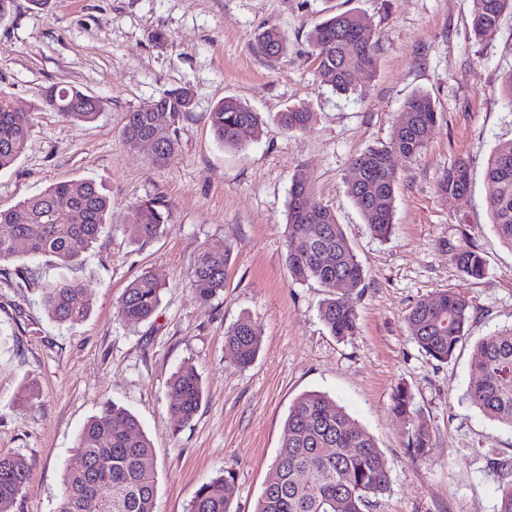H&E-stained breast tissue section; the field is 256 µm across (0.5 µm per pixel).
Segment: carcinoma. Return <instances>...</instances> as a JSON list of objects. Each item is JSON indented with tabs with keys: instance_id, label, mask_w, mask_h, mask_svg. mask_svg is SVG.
Segmentation results:
<instances>
[{
	"instance_id": "1",
	"label": "carcinoma",
	"mask_w": 512,
	"mask_h": 512,
	"mask_svg": "<svg viewBox=\"0 0 512 512\" xmlns=\"http://www.w3.org/2000/svg\"><path fill=\"white\" fill-rule=\"evenodd\" d=\"M512 11V0H474L472 28L475 36L495 34L502 15ZM311 60L318 77L338 94L352 91L358 78H371L377 70V41L369 22L350 10L335 13L317 24L309 35ZM258 47L268 59L284 55L287 38L275 26L258 35ZM86 93L75 87L51 86L42 94V106L80 121L95 119L101 101L84 103ZM193 92L188 87L164 91L148 104L125 113L122 136L136 147L159 131L152 161L162 165L178 147L179 125L193 111ZM78 107L72 112L70 108ZM166 110L162 123L158 113ZM313 113L303 105L278 113L286 131L306 132ZM438 122L435 102L419 92L408 99L392 125L388 141L367 148L353 159L364 178L347 185V195L370 224L372 234L388 237L398 188L393 156L411 159L425 149ZM215 141L225 148L243 150L252 141L263 119L239 100L226 97L209 112ZM30 131V113L15 107L0 91V170L12 166L23 153ZM470 169L463 158L455 161L439 181V191L463 200L470 187ZM486 204L502 242L512 247V141L499 144L485 172ZM67 201V207L58 205ZM110 198L91 179H73L50 186L8 210H0V262L13 261L19 249L29 256L51 255L69 268L107 229ZM165 204L155 198L137 206L132 227L137 240L156 237L165 222ZM286 264L297 284L315 283L324 293L319 316L338 339L357 329L356 300L365 288V271L328 206L320 202L310 180L296 171L288 192ZM450 260L470 279L487 272L486 260L477 247L448 248ZM229 254L201 246L190 261L188 278L196 298L208 304L224 293ZM342 292H337V284ZM163 284L144 272L129 282L117 306L116 316L127 324H140L156 313ZM41 303L60 324H77L90 313L83 286L67 277L47 282ZM471 318L469 299L455 291H442L417 302L405 322L413 342L440 363L451 361L466 337ZM224 346L234 364L252 365L261 349L260 334L251 320L241 318L224 333ZM475 380L468 397L489 419L512 428V328L494 331L476 345ZM169 413L181 425L190 423L201 408V378L190 365L181 366L168 383ZM391 411L405 423L406 448L425 458L431 448V430L414 406L410 390L396 389ZM76 453L80 464L67 468L63 478L61 512H87L88 499L111 504L110 512H157V484L153 447L137 417L114 401L103 402L79 433ZM29 466L19 454L0 455V512H13L24 495ZM235 473L225 468L193 493L187 512H230ZM390 489L389 471L374 438L361 429L344 407L325 392L298 396L288 408L284 437L270 476L254 512H369Z\"/></svg>"
}]
</instances>
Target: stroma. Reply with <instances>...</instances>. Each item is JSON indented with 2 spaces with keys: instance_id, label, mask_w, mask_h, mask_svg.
Segmentation results:
<instances>
[{
  "instance_id": "35a3bbf8",
  "label": "stroma",
  "mask_w": 512,
  "mask_h": 512,
  "mask_svg": "<svg viewBox=\"0 0 512 512\" xmlns=\"http://www.w3.org/2000/svg\"><path fill=\"white\" fill-rule=\"evenodd\" d=\"M473 0H48L45 9L14 0L0 21V90L31 113L22 156L0 171V209L72 179L88 178L112 199L110 227L78 265L24 256L0 263V455H23L30 480L14 512H60L63 478L77 460L84 423L101 402L123 404L155 452L157 512H186L193 491L229 467L236 474L231 512H254L283 439L288 408L322 391L371 434L390 471L376 512H495L500 477L489 459L512 460V429L487 418L467 397L476 343L512 326V248L496 235L484 180L499 143L512 140V108L501 98L512 71V13L476 39ZM354 10L378 38V66L361 92L336 94L308 59V37L327 14ZM278 26L288 49L266 59L256 45ZM164 32L155 41V32ZM71 86L98 97L100 115L75 121L39 109L44 89ZM186 86L193 112L163 165L120 135L126 112ZM428 93L440 119L416 157H394L400 177L394 229L375 237L346 185L352 160L388 140L414 93ZM233 97L265 123L243 150L219 146L208 114ZM291 105L314 114L309 131L287 132L274 117ZM467 160L470 194L456 201L437 183ZM304 170L317 198L342 224L366 273L357 329L338 339L319 317L314 284L293 283L285 261L291 177ZM165 201L161 233L136 240L137 202ZM473 242L487 261L479 280L462 276L449 245ZM229 253L224 294L200 303L187 280L201 245ZM150 272L165 288L148 322L122 323L115 307L130 280ZM80 282L91 302L74 325L53 321L43 285ZM471 300L467 337L451 362L430 360L411 341L404 316L442 290ZM251 319L261 351L233 365L224 332ZM192 365L204 399L177 426L168 382ZM34 395L17 400L22 385ZM407 386L432 429L423 461L407 452L404 424L391 411Z\"/></svg>"
}]
</instances>
